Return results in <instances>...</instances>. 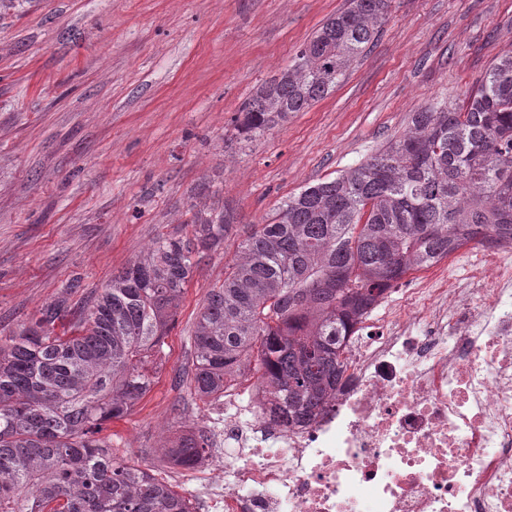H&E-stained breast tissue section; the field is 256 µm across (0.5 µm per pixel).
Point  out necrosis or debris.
I'll list each match as a JSON object with an SVG mask.
<instances>
[{"mask_svg":"<svg viewBox=\"0 0 512 512\" xmlns=\"http://www.w3.org/2000/svg\"><path fill=\"white\" fill-rule=\"evenodd\" d=\"M488 288H407L349 337L346 371L309 424L224 396L220 512H512V262Z\"/></svg>","mask_w":512,"mask_h":512,"instance_id":"obj_1","label":"necrosis or debris"}]
</instances>
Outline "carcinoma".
Returning <instances> with one entry per match:
<instances>
[{"label": "carcinoma", "mask_w": 512, "mask_h": 512, "mask_svg": "<svg viewBox=\"0 0 512 512\" xmlns=\"http://www.w3.org/2000/svg\"><path fill=\"white\" fill-rule=\"evenodd\" d=\"M389 4L348 0L245 102L237 136L260 138L324 98ZM234 223L225 207L193 213L82 307L60 296L0 344V512H194L153 462L117 456L100 433L150 391L186 285ZM501 242L512 243V52L457 103L412 113L408 131L366 161L251 225L196 314L191 395L218 400L249 376L274 417L307 423L336 390L348 338L390 288L465 245ZM209 448L206 432L183 433L166 461L192 469Z\"/></svg>", "instance_id": "cac0c4a2"}]
</instances>
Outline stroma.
Listing matches in <instances>:
<instances>
[{"instance_id": "35a3bbf8", "label": "stroma", "mask_w": 512, "mask_h": 512, "mask_svg": "<svg viewBox=\"0 0 512 512\" xmlns=\"http://www.w3.org/2000/svg\"><path fill=\"white\" fill-rule=\"evenodd\" d=\"M346 0H15L0 9V337L58 296L83 305L190 206L237 222L186 286L163 366L128 417L107 423L117 453L163 462L181 426L209 430L222 404L184 381L196 314L223 281L243 227L288 196L364 161L411 112L455 102L512 52V0H391L370 50L340 84L263 138L231 121ZM491 258L467 245L404 288L469 286Z\"/></svg>"}]
</instances>
